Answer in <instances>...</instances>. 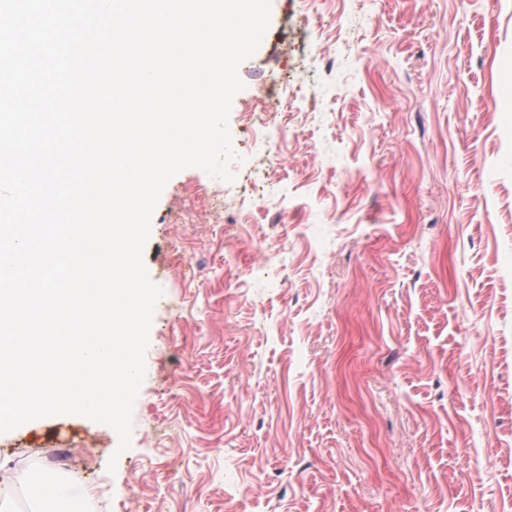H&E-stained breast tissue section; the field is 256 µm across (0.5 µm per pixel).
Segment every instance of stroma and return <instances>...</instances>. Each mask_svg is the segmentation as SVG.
<instances>
[{
  "label": "stroma",
  "instance_id": "obj_1",
  "mask_svg": "<svg viewBox=\"0 0 512 512\" xmlns=\"http://www.w3.org/2000/svg\"><path fill=\"white\" fill-rule=\"evenodd\" d=\"M238 75L234 181L152 214L130 449L29 421L0 503L40 512L5 451L59 438L65 512H512V0H271Z\"/></svg>",
  "mask_w": 512,
  "mask_h": 512
}]
</instances>
